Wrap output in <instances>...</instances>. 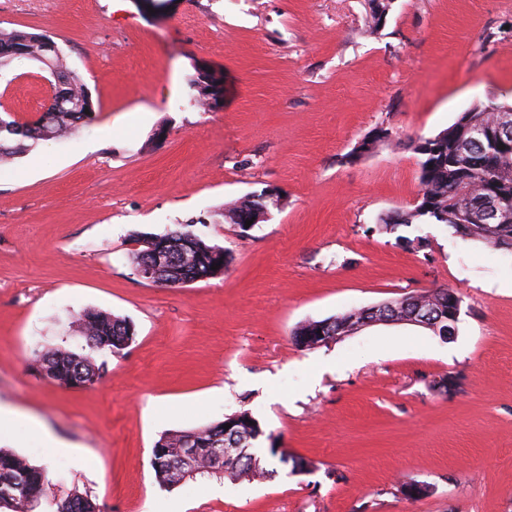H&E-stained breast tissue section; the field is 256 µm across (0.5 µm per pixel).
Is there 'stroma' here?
<instances>
[{"label": "stroma", "mask_w": 512, "mask_h": 512, "mask_svg": "<svg viewBox=\"0 0 512 512\" xmlns=\"http://www.w3.org/2000/svg\"><path fill=\"white\" fill-rule=\"evenodd\" d=\"M0 29L45 32L82 76L95 119L0 175V445L99 512H512V251L442 224L387 230L414 208L431 137L490 99L512 102V0H0ZM207 77L205 111L189 81ZM0 96L27 120L46 91L25 65ZM388 143L357 155L377 129ZM265 189L281 202L241 233L215 211ZM193 224L231 257L223 275L161 288L132 240ZM449 287L450 340L377 325L300 348L293 330ZM94 308L132 342L100 352L102 380L67 389L35 354L84 346ZM249 411L308 461L273 477L165 489L161 434ZM72 444L48 453L27 420ZM415 480L430 494L411 498Z\"/></svg>", "instance_id": "stroma-1"}]
</instances>
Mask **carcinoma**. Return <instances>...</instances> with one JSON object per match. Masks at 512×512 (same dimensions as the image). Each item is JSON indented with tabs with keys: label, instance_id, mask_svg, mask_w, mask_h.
<instances>
[{
	"label": "carcinoma",
	"instance_id": "obj_1",
	"mask_svg": "<svg viewBox=\"0 0 512 512\" xmlns=\"http://www.w3.org/2000/svg\"><path fill=\"white\" fill-rule=\"evenodd\" d=\"M53 41L46 33L25 30H0V81L8 80L16 64L40 54L46 43ZM58 72L61 85L55 94L68 99V107L56 110L44 104L39 118L20 123L11 114L0 111V163H11L30 151L39 142L73 133L95 119V108L81 75L72 69L61 48L50 57ZM410 148L422 156L420 163V202L409 211L381 216L377 223L393 228L398 225L445 224L450 228L467 223L472 241L497 250L512 246L502 239L495 227L505 225L512 230V104L489 100L471 106V112L459 116L447 129L431 138L418 137L409 142ZM262 202L245 199L222 208L225 222L236 223L238 213L251 211ZM137 248L130 251L133 268L153 262V237L133 239ZM168 249L173 262L161 279L183 285L203 281L224 273L229 257L223 247L210 244L191 230H175ZM219 265L213 270L211 266ZM443 298L438 289L409 295L390 301L387 311L408 313L413 300L432 306ZM79 333L85 348L77 352L57 347L38 356L44 378L60 386L92 387L103 377L104 365L96 364L93 354L119 351L132 341L134 332L129 323L96 309H85L77 318ZM252 415L241 411L237 421L226 420L214 425L187 431L162 434L152 449L151 466L157 483L173 487L181 478L171 469L170 462L184 448L183 439L194 437L193 447L199 450L196 475H219L232 480L263 479L270 474L264 466L252 467L245 458L236 472L226 473L212 463L210 448L217 444L230 445L233 438L250 437V447L258 452L255 442L263 435L260 425L249 424ZM230 428H224V425ZM10 495V502L0 506V512H98L87 494L74 488L67 494H57L55 484L43 466L31 464L14 451L0 448V499Z\"/></svg>",
	"mask_w": 512,
	"mask_h": 512
}]
</instances>
